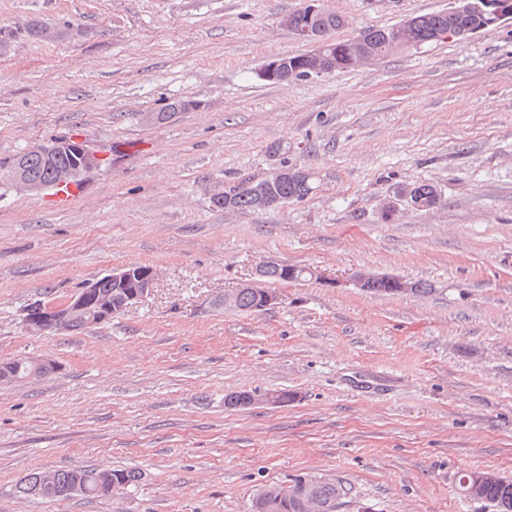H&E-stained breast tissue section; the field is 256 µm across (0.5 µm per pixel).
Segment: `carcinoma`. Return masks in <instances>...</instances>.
Instances as JSON below:
<instances>
[{"label": "carcinoma", "mask_w": 512, "mask_h": 512, "mask_svg": "<svg viewBox=\"0 0 512 512\" xmlns=\"http://www.w3.org/2000/svg\"><path fill=\"white\" fill-rule=\"evenodd\" d=\"M454 21L463 28L477 30L479 32L494 27L491 10L464 11L454 16ZM40 19L28 21L23 28L2 30L0 34L8 38L23 36L31 41L44 39ZM344 17L334 11L324 10L320 15L309 14L305 8L288 14V28L293 31L305 30L317 31L322 35L326 50L325 53L336 58V69H348L356 66V62L346 58L344 41L331 39V33L342 27ZM401 28L397 24L388 29H370L366 31L372 52V58L382 59L396 51L405 49H418L426 45L438 42L436 33L448 28V13L439 11L419 16H413L408 20V26L403 32L397 34L395 30ZM74 155L61 153L52 158H46L39 154L25 153L23 151L14 154L0 156V170L6 168H22L26 179L54 188L58 185L57 172L61 167L72 165ZM417 193L416 200L419 207L430 209L434 207L439 193L429 184L413 186ZM311 190L310 182L303 179H289L280 177L273 182L270 193L274 196L290 197L296 201L305 198ZM228 196L224 199L211 198V204L227 211L257 210L259 206L254 204V197L249 187V182L244 181L236 185L224 188ZM121 289L112 284V280L106 276L94 282L91 291V301L110 296L115 297ZM52 481L33 494L22 483L15 485V493L39 498L67 499L75 495H83L91 498H105L107 494L101 488L103 480L109 478L125 489L135 487L141 480V473L130 469H97V468H69L52 471ZM459 479L468 480V486H459L462 493L474 490L472 498L490 504L494 512H512V480L498 477L489 479L481 471H464ZM351 494V488L346 483L323 478L316 475H306L294 479L288 486L276 487V495L271 498L255 497L253 504L259 512H338L343 500Z\"/></svg>", "instance_id": "1"}]
</instances>
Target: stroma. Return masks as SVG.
<instances>
[{"mask_svg": "<svg viewBox=\"0 0 512 512\" xmlns=\"http://www.w3.org/2000/svg\"><path fill=\"white\" fill-rule=\"evenodd\" d=\"M305 0H0L64 38L0 41V155L60 136L112 148L59 211L51 190L0 188V361H54L0 383V512H250L307 474L352 492L339 512H491L460 471L512 479V21L368 66L263 80L310 51L282 18ZM334 39L447 10L449 0H324ZM188 99L165 124L144 113ZM287 146L273 156L275 144ZM302 200L227 212L211 196L280 161ZM430 184L415 209L401 188ZM274 259L263 311L225 293ZM130 265L147 296L84 331L35 333L61 304ZM422 281L377 295L357 273ZM235 391L284 407L226 408ZM135 469L109 498L22 499L35 470ZM278 264L279 263L272 261V260L264 262L259 267L258 276L260 278H263L264 272L268 269L265 272V274H266L265 280L267 282H269V281H271V282L288 281V272H286L288 270H296L297 271L295 280L302 279L305 277V274L304 273H303L304 275L302 274V272L304 271L303 269L297 268L295 266H287V265H280V264L278 265ZM276 265H278V266H276ZM232 396L233 403L237 402V406L243 409H248L259 404L273 405V406H286L289 402L296 399L294 394H277L267 393L265 395L252 394L249 392H231L228 395Z\"/></svg>", "mask_w": 512, "mask_h": 512, "instance_id": "1", "label": "stroma"}]
</instances>
